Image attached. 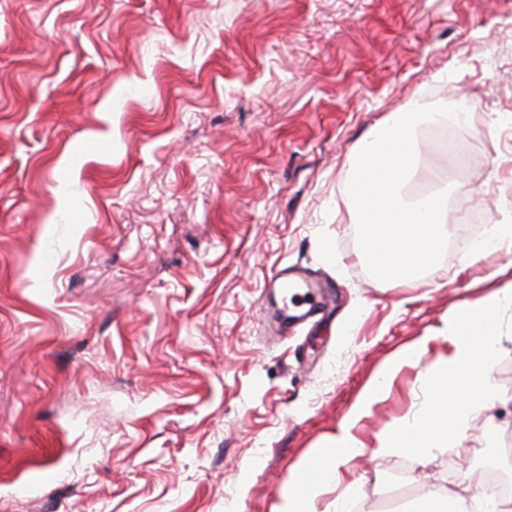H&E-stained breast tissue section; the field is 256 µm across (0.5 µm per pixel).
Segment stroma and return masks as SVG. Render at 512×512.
<instances>
[{"label":"stroma","mask_w":512,"mask_h":512,"mask_svg":"<svg viewBox=\"0 0 512 512\" xmlns=\"http://www.w3.org/2000/svg\"><path fill=\"white\" fill-rule=\"evenodd\" d=\"M462 95L468 131L419 126L413 180L447 188L457 241L512 224V0H0V512H275L417 341L350 494H483L462 464L512 438V334L460 439L371 451L512 249L381 281L345 194L378 123ZM289 266L330 294L280 339Z\"/></svg>","instance_id":"stroma-1"}]
</instances>
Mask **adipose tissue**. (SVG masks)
Returning a JSON list of instances; mask_svg holds the SVG:
<instances>
[{
  "label": "adipose tissue",
  "instance_id": "adipose-tissue-1",
  "mask_svg": "<svg viewBox=\"0 0 512 512\" xmlns=\"http://www.w3.org/2000/svg\"><path fill=\"white\" fill-rule=\"evenodd\" d=\"M425 351L426 345L422 342L403 351L364 392L342 422L338 435L332 438L328 448L316 454L301 469L277 512H318L317 504L326 487L340 484L349 462L366 451L364 444L353 433L356 424L390 390L400 370L418 364Z\"/></svg>",
  "mask_w": 512,
  "mask_h": 512
}]
</instances>
